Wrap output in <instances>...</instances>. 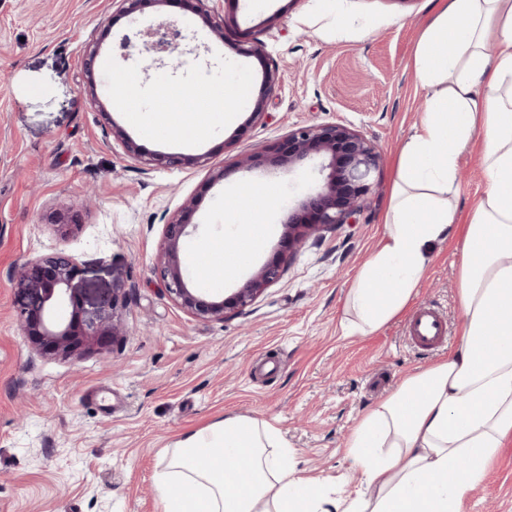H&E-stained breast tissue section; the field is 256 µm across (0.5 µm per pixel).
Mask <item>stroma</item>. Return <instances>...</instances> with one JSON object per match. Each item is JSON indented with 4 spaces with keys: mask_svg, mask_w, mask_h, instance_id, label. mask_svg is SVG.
Wrapping results in <instances>:
<instances>
[{
    "mask_svg": "<svg viewBox=\"0 0 512 512\" xmlns=\"http://www.w3.org/2000/svg\"><path fill=\"white\" fill-rule=\"evenodd\" d=\"M436 10L435 0H340L320 12L309 0H224L218 41L182 6L149 8L141 27L162 15L177 19L189 52L178 72L144 75L136 58L120 55L128 21L112 0H0V512H159L166 451L238 415L275 425L305 475L355 490L346 444L360 414L457 343L453 238L437 245L400 315L365 336L341 330L354 276L385 230L399 153L425 107L414 50ZM91 42L100 46L92 88L83 67ZM257 44L262 54H251ZM233 68L250 73V91L232 122L195 145L144 136L113 90L117 76H137L148 112L161 82L217 84ZM270 69L278 78L271 93ZM330 123L358 130L382 155L356 223L309 238L283 278L244 311L222 320L185 312L155 265L166 217L197 197L196 240L224 239L238 224L225 197L247 181L278 189L261 250L223 286L232 293L283 250L293 183L284 170L237 169L236 158L295 128ZM116 125L144 152L205 154L209 166L143 169L113 139ZM212 166L224 179L209 187ZM458 175L454 203L465 220L487 186L478 149L461 155ZM66 207L81 223L63 237L43 218ZM59 251L78 262L88 302L116 298L113 317L126 329L70 359L38 352L14 307L15 271ZM423 303L449 327L428 350L406 332ZM460 512H512V445L489 462Z\"/></svg>",
    "mask_w": 512,
    "mask_h": 512,
    "instance_id": "1",
    "label": "stroma"
}]
</instances>
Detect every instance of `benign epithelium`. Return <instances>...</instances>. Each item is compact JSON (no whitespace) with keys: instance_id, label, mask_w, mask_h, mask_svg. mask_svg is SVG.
<instances>
[{"instance_id":"7a95c632","label":"benign epithelium","mask_w":512,"mask_h":512,"mask_svg":"<svg viewBox=\"0 0 512 512\" xmlns=\"http://www.w3.org/2000/svg\"><path fill=\"white\" fill-rule=\"evenodd\" d=\"M204 27L217 40H224V20L209 0H189ZM172 0H112L116 14L130 18V28L119 39L122 57L138 49V56L148 70L155 65L174 69L183 65L182 45L187 35L173 21L162 19L147 29L135 26L136 16L150 5L158 13ZM99 44L88 45L84 60L86 78L95 83V62ZM112 137L124 145L128 157L143 166L208 167L204 156L150 154L142 151L117 125ZM323 160L321 169H330L323 181L310 188L298 209L288 214L283 224L286 252L253 271L248 280L228 296L214 295L190 283L184 257L189 218L196 210V198L187 199L181 209L164 224L163 240L156 267L165 290L188 314L197 319H224L251 306L266 290L279 282L288 263L305 241L325 228L353 224L365 197L372 189V176L381 161L377 147L359 131L343 124L309 125L293 129L281 140L262 151L245 153L237 160L238 168L251 171L260 166L293 169L304 161ZM46 223L63 236L77 225L67 209L46 216ZM77 261L62 253L39 256L24 263L14 275V303L18 323L29 340L46 354L69 358L90 348L91 343L107 336L124 335L123 326L107 321L106 306L89 311L84 307L76 279ZM70 310L65 318L62 311Z\"/></svg>"}]
</instances>
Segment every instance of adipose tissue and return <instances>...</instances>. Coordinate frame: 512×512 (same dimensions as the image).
<instances>
[{
	"label": "adipose tissue",
	"instance_id": "obj_1",
	"mask_svg": "<svg viewBox=\"0 0 512 512\" xmlns=\"http://www.w3.org/2000/svg\"><path fill=\"white\" fill-rule=\"evenodd\" d=\"M427 107L404 145L385 214V233L348 293L345 335L376 332L413 298L436 246L458 236L459 340L447 358L406 375L352 430L355 493L303 475L279 430L247 416L181 438L158 476L161 512H459L488 462L512 442V0H439L415 51ZM248 87L235 72L170 98L167 112L135 111L138 84L118 78V102L147 135L191 144L232 120ZM482 139L487 187L467 224L453 204L460 152ZM278 191L246 184L227 201L250 209L233 238L207 239L191 260L214 286L240 269L242 245L268 235Z\"/></svg>",
	"mask_w": 512,
	"mask_h": 512
}]
</instances>
